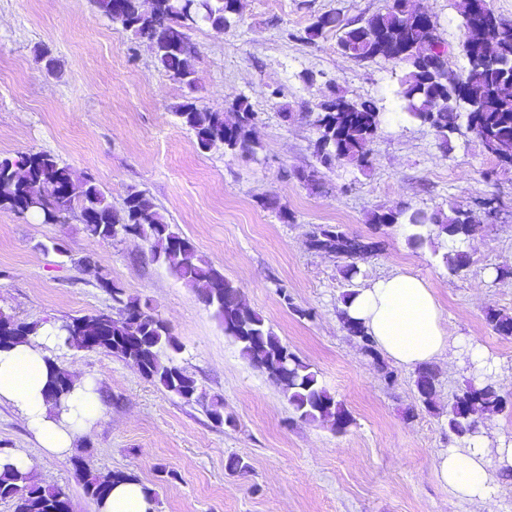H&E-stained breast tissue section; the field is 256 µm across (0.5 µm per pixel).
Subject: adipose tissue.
Segmentation results:
<instances>
[{
    "label": "adipose tissue",
    "mask_w": 512,
    "mask_h": 512,
    "mask_svg": "<svg viewBox=\"0 0 512 512\" xmlns=\"http://www.w3.org/2000/svg\"><path fill=\"white\" fill-rule=\"evenodd\" d=\"M346 310L373 336L379 350L393 363L416 367L445 360L457 365L471 363L477 375H497L494 357L476 350L465 354L458 338L446 328L440 305L419 277L396 273L369 280L348 299ZM53 328H44L31 342L0 350V403L17 408L40 448L62 456L87 431L99 414L97 396L90 382H81L61 417L51 416L45 390L52 374L48 350L59 343ZM500 470L512 468L511 447H491L479 435L463 446L438 455V476L451 498L486 512L493 502L496 484L490 463Z\"/></svg>",
    "instance_id": "adipose-tissue-1"
}]
</instances>
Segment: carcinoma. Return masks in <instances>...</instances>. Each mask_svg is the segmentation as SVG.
I'll use <instances>...</instances> for the list:
<instances>
[{
  "label": "carcinoma",
  "mask_w": 512,
  "mask_h": 512,
  "mask_svg": "<svg viewBox=\"0 0 512 512\" xmlns=\"http://www.w3.org/2000/svg\"><path fill=\"white\" fill-rule=\"evenodd\" d=\"M93 3L109 20L118 21L120 32L147 42L155 66L192 92L197 89V51L187 29L200 23L229 29L239 13L238 0H155L150 9L144 7L143 0ZM496 21L497 17L485 10L469 13L463 21L465 27L474 22L483 24L482 36L490 46L491 58L466 68L471 99L458 105L448 102L452 89L439 68L442 42L437 27L422 19L410 7V0H389L384 11L345 24L339 16L323 13L296 39L313 43L325 30L341 29L339 47L345 55L358 62L391 60L402 67L398 96L409 118L432 127L445 145L449 135L460 130L459 120L463 119L486 150L512 167V31L498 28ZM229 112L231 119L222 112L198 107L190 98L173 107L178 122L194 132L200 151L221 144L230 154L256 155L254 129L259 113L246 97L234 100ZM381 122L382 113L372 102L350 98L336 85L328 87L313 120L319 166L298 169L294 177L319 192L323 188L320 168L329 169L342 162L361 169L367 167L368 146ZM0 206L31 214L45 224H54L58 217L78 210L89 214L84 230L90 237L106 241L133 237L149 243L153 260L172 276L197 288L240 356L279 386L300 420L326 424L338 433L353 423L350 412L329 393L317 373L243 302L240 288L233 281L199 256L188 239L172 230L144 192L128 193L117 210L92 178H76L55 157L38 152L0 157ZM369 221L380 227H411L407 241L416 249L447 245L443 261L452 274L469 265L466 247L478 231L466 211L455 206L446 213L406 208L374 211ZM308 244L315 251L349 260L342 269L348 281L358 274L356 259L372 250V244L350 235L339 224L318 226ZM100 287L117 294L118 303L113 306L116 316L104 320L96 313L65 322L58 327L64 343L77 350H86L95 343L184 402L206 405L216 424L231 422L232 418L224 416L223 400L217 395L207 397L195 377L175 363L173 354L179 353L181 345L169 326L148 312V305L125 295L107 276H100ZM340 319L348 335L379 366L384 380L390 385L395 383L394 372L381 361L364 326L343 311ZM485 320L498 335L512 336V316L490 308ZM40 328L38 323L22 322L0 311V348L26 343ZM438 384L439 373L434 367L425 365L416 370L414 385L419 401L428 410L436 408ZM74 386L75 381L55 367L46 389L47 402L54 409L61 408ZM497 412L512 413V406L488 376L481 384H470L453 395L446 412L448 432L465 444L480 433L484 417ZM81 477L86 494L98 503L108 496L112 485L134 479L122 470L106 474L84 471ZM0 500L14 502L15 512H69L71 507L70 498L62 489L41 485L31 472L14 467L0 473Z\"/></svg>",
  "instance_id": "cac0c4a2"
}]
</instances>
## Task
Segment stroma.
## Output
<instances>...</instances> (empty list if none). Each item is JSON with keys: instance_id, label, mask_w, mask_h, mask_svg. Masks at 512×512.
I'll return each mask as SVG.
<instances>
[{"instance_id": "obj_1", "label": "stroma", "mask_w": 512, "mask_h": 512, "mask_svg": "<svg viewBox=\"0 0 512 512\" xmlns=\"http://www.w3.org/2000/svg\"><path fill=\"white\" fill-rule=\"evenodd\" d=\"M240 2L231 29L189 30L198 53L191 94L91 0H0V156L51 154L93 178L117 209L131 190L144 191L317 372L352 425L337 433L299 420L281 389L242 359L198 293L152 261L147 243L89 237L76 213L44 224L2 207L1 310L44 325L107 311L112 300L99 277L108 275L168 323L181 345L176 363L223 398L235 423L214 424L205 406L184 403L115 355L59 344L51 356L94 384L98 419L60 458L39 448L16 409L1 403L0 454L31 459L36 478L62 488L73 512H97L76 475L79 462L98 473H134L154 494L152 512H473L451 500L436 476L438 453L454 444L444 415L421 407L413 370L396 367V385H386L338 311L342 293L369 279L397 271L423 279L451 333L497 357L503 394L512 399V336L494 333L485 320L490 308L512 316V168L466 129L440 145L433 128L407 118L396 95L399 67L344 55L340 30L312 44L296 38L325 12L349 22L388 0ZM462 2L412 0L436 23L447 66L457 73L466 65ZM45 48L60 60L59 71L39 61ZM306 72L314 83L302 81ZM329 84L375 102L382 123L368 168L324 170L316 193L292 171L317 163L309 116ZM189 95L218 112L248 97L260 114L256 155L199 151L193 132L171 115ZM285 108L293 121L282 122ZM266 196L286 206L292 221L264 208ZM452 205L479 226L470 265L456 275L433 247L411 248L408 227L369 222L376 210ZM324 224L375 243L353 282L343 278V260L309 248L311 232ZM58 245L67 257L55 253ZM232 455L248 463L245 474L227 471Z\"/></svg>"}]
</instances>
